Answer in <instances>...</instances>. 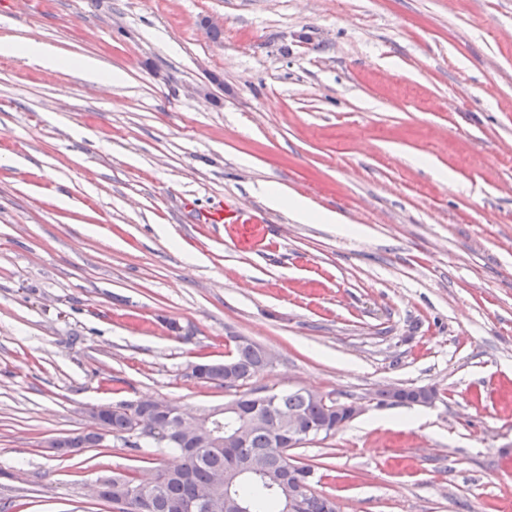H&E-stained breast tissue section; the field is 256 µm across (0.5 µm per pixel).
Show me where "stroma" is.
<instances>
[{"mask_svg":"<svg viewBox=\"0 0 512 512\" xmlns=\"http://www.w3.org/2000/svg\"><path fill=\"white\" fill-rule=\"evenodd\" d=\"M0 39L122 74L0 57V512H112L94 479L173 453L52 442L224 404L189 367L239 336L251 387L364 404L292 451L342 512H512V0H0ZM0 56L25 58L44 69L57 70L64 66H72L79 75L93 83L118 84L122 80L119 72L106 69L103 64L92 57H79L75 60L63 58L51 45L28 41L25 43L13 40H0ZM266 204L274 210L287 209L292 218L301 224H342L341 216L335 211H315L309 200L296 193L278 187H268L264 193Z\"/></svg>","mask_w":512,"mask_h":512,"instance_id":"35a3bbf8","label":"stroma"}]
</instances>
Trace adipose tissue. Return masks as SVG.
<instances>
[{
  "instance_id": "adipose-tissue-1",
  "label": "adipose tissue",
  "mask_w": 512,
  "mask_h": 512,
  "mask_svg": "<svg viewBox=\"0 0 512 512\" xmlns=\"http://www.w3.org/2000/svg\"><path fill=\"white\" fill-rule=\"evenodd\" d=\"M0 56L24 58L49 70L69 65L75 68L83 79L93 83L117 84L122 80L120 73L106 69L95 58L80 57L70 61L63 58L53 46L41 42L20 43L8 39L0 40ZM265 199L268 207L274 210H288L292 218L301 224H337L341 221L338 213L314 210L307 198L276 187L266 189Z\"/></svg>"
}]
</instances>
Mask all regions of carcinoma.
<instances>
[{"label":"carcinoma","mask_w":512,"mask_h":512,"mask_svg":"<svg viewBox=\"0 0 512 512\" xmlns=\"http://www.w3.org/2000/svg\"><path fill=\"white\" fill-rule=\"evenodd\" d=\"M230 358L236 365V377L229 387L237 389L234 400L239 402L241 412L226 414L219 412L210 417L207 425L200 427L201 437L215 434L224 436L233 425L242 419L252 422L247 443L228 454L222 447L211 443L199 445L189 451L174 447L180 455V464L175 468H158L150 481L119 476L105 492L101 501L110 504L117 512H173L176 502L196 503L201 499L213 501L216 512H224V496L230 494L244 501L248 512H285V506L276 496L271 479L282 468L283 458L272 446L273 422L298 418L305 429L316 428L328 415L322 400L299 390L272 393L274 408L254 410L246 396L253 392L248 387L254 369L263 361V352L258 347H235ZM102 428L112 436L123 440V446L134 453L145 445L162 441L152 435L140 440L128 434L130 419L118 409L107 414ZM68 448H89L96 444L97 436L79 432L65 437ZM235 463L252 465L257 473L228 486L224 483L226 471ZM306 512H336V501L329 496L311 493Z\"/></svg>","instance_id":"cac0c4a2"}]
</instances>
